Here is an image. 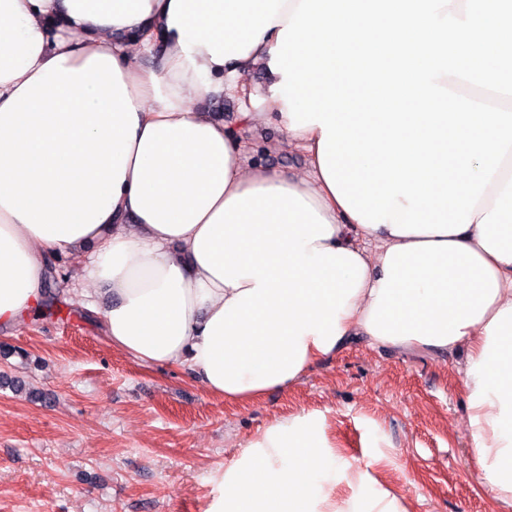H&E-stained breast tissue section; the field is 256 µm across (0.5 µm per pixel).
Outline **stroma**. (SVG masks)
<instances>
[{
  "label": "stroma",
  "mask_w": 512,
  "mask_h": 512,
  "mask_svg": "<svg viewBox=\"0 0 512 512\" xmlns=\"http://www.w3.org/2000/svg\"><path fill=\"white\" fill-rule=\"evenodd\" d=\"M250 137L266 165L275 121ZM93 247L62 254L43 311L0 327V512H206L210 475L276 419L319 412L337 451L379 454L374 478L408 512H502L471 452L462 356L353 342L285 390L252 404L209 394L187 366H145L115 348L82 301L106 306L84 278Z\"/></svg>",
  "instance_id": "stroma-1"
}]
</instances>
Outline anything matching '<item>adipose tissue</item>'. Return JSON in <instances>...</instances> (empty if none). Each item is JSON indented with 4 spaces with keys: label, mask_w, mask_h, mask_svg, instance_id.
<instances>
[{
    "label": "adipose tissue",
    "mask_w": 512,
    "mask_h": 512,
    "mask_svg": "<svg viewBox=\"0 0 512 512\" xmlns=\"http://www.w3.org/2000/svg\"><path fill=\"white\" fill-rule=\"evenodd\" d=\"M300 0H0V324L37 310L49 256L94 246L109 343L231 402L351 340L462 349L472 453L512 508V150L458 234L370 228L334 196L322 130L247 84ZM239 98L235 127L195 108ZM275 120L306 168L255 161ZM330 443L274 421L216 471L207 512H408Z\"/></svg>",
    "instance_id": "obj_1"
}]
</instances>
